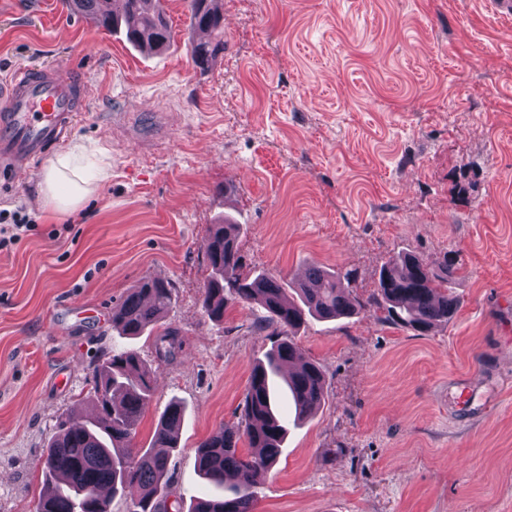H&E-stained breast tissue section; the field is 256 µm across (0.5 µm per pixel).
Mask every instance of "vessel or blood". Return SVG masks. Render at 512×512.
Returning a JSON list of instances; mask_svg holds the SVG:
<instances>
[{
	"label": "vessel or blood",
	"instance_id": "obj_1",
	"mask_svg": "<svg viewBox=\"0 0 512 512\" xmlns=\"http://www.w3.org/2000/svg\"><path fill=\"white\" fill-rule=\"evenodd\" d=\"M86 103L84 82L53 66L14 72L0 89V172L36 169L71 133Z\"/></svg>",
	"mask_w": 512,
	"mask_h": 512
}]
</instances>
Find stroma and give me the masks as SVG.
Listing matches in <instances>:
<instances>
[{
  "label": "stroma",
  "mask_w": 512,
  "mask_h": 512,
  "mask_svg": "<svg viewBox=\"0 0 512 512\" xmlns=\"http://www.w3.org/2000/svg\"><path fill=\"white\" fill-rule=\"evenodd\" d=\"M221 6L224 54L203 73L185 0H165L174 38L149 57L63 0H0V83L34 65L82 78L71 138L110 173L70 214L40 207L37 172L0 193L37 222L0 250V512H36L48 439L92 412L98 366L126 349L153 370L131 448L181 401L168 512L201 495L196 449L239 427L277 339L257 304L220 323L203 311V243L225 215L244 226L245 270L292 283L317 263L351 272L363 300L397 252L462 265L460 309L427 335L371 312L301 326L325 400L301 422L282 402L288 436L255 512H512V15L482 0ZM145 277L169 281L172 304L127 339L112 310ZM167 329L181 346L162 361Z\"/></svg>",
  "instance_id": "1"
}]
</instances>
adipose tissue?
<instances>
[{"label":"adipose tissue","mask_w":512,"mask_h":512,"mask_svg":"<svg viewBox=\"0 0 512 512\" xmlns=\"http://www.w3.org/2000/svg\"><path fill=\"white\" fill-rule=\"evenodd\" d=\"M91 151V145L74 142L44 167L40 186V202L44 209L58 214L78 209L91 195L95 177H107V170H99L97 176L91 177L78 166V159Z\"/></svg>","instance_id":"obj_1"}]
</instances>
